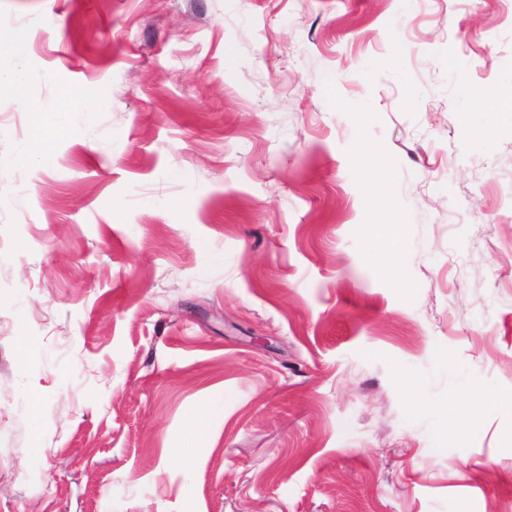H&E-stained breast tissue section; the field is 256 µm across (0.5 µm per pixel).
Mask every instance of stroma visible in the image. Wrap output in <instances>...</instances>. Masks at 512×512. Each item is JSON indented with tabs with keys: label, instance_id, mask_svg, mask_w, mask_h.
<instances>
[{
	"label": "stroma",
	"instance_id": "obj_1",
	"mask_svg": "<svg viewBox=\"0 0 512 512\" xmlns=\"http://www.w3.org/2000/svg\"><path fill=\"white\" fill-rule=\"evenodd\" d=\"M0 27L35 100L107 101L17 169L38 116L0 90V512H512V0H0Z\"/></svg>",
	"mask_w": 512,
	"mask_h": 512
}]
</instances>
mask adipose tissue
<instances>
[{"mask_svg": "<svg viewBox=\"0 0 512 512\" xmlns=\"http://www.w3.org/2000/svg\"><path fill=\"white\" fill-rule=\"evenodd\" d=\"M28 36L17 29L0 28V87L8 88L15 99L32 111L39 104L31 99V83L26 68ZM104 100H83L72 89H63L46 120L40 121L29 144L22 146L13 156L14 167L25 168L35 159H49L55 140L71 133L69 116L74 112H93L104 107Z\"/></svg>", "mask_w": 512, "mask_h": 512, "instance_id": "adipose-tissue-1", "label": "adipose tissue"}]
</instances>
